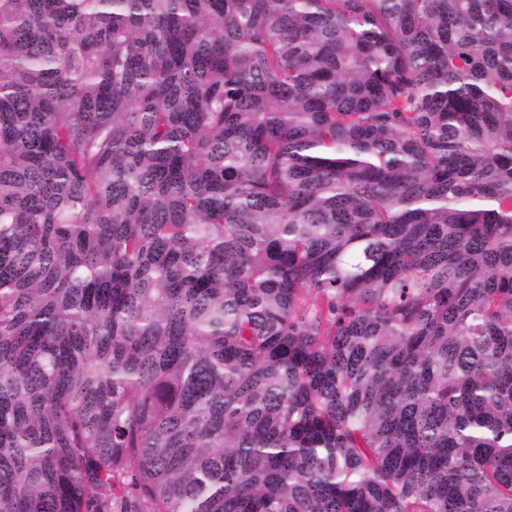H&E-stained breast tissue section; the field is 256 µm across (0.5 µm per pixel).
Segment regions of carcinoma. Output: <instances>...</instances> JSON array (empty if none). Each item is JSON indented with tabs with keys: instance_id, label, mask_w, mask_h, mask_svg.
Returning <instances> with one entry per match:
<instances>
[{
	"instance_id": "cac0c4a2",
	"label": "carcinoma",
	"mask_w": 512,
	"mask_h": 512,
	"mask_svg": "<svg viewBox=\"0 0 512 512\" xmlns=\"http://www.w3.org/2000/svg\"><path fill=\"white\" fill-rule=\"evenodd\" d=\"M0 512H512V0H0Z\"/></svg>"
}]
</instances>
